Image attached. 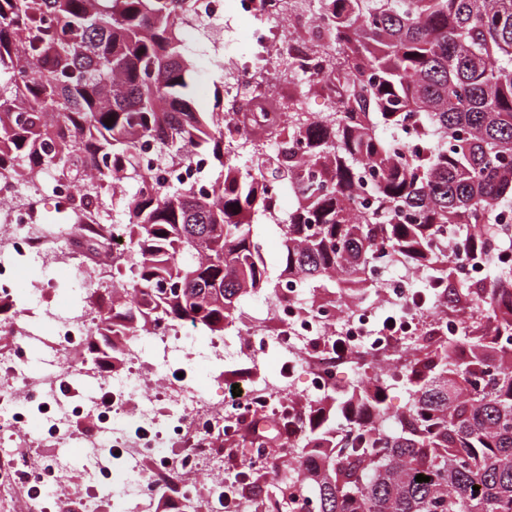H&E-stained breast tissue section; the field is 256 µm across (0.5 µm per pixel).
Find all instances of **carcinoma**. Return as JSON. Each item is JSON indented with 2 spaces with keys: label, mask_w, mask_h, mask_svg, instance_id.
I'll use <instances>...</instances> for the list:
<instances>
[{
  "label": "carcinoma",
  "mask_w": 512,
  "mask_h": 512,
  "mask_svg": "<svg viewBox=\"0 0 512 512\" xmlns=\"http://www.w3.org/2000/svg\"><path fill=\"white\" fill-rule=\"evenodd\" d=\"M195 6L0 0V182L27 185L30 207L43 190L33 178L72 184V212L91 222L137 184L127 247L100 268L106 295L88 296L113 349L160 325L222 336L243 298L285 283L308 291L310 312L347 307L378 294L365 268L380 259L427 270L446 303L456 268L483 260L478 290L459 280L483 311L460 323L466 358L419 342L395 357V382L363 365L367 381L298 402L297 452L268 454L286 468L276 480L253 469L229 480L249 512L272 498L278 512H512V314L496 307L512 297L499 261L512 234L498 224L512 208V0H318L334 107L244 124L243 168L225 112L187 99L182 19ZM147 142L173 164L203 154L219 174L200 188L153 184ZM285 189L294 206L275 215ZM259 219L282 239L275 272ZM392 389L406 394L394 412Z\"/></svg>",
  "instance_id": "cac0c4a2"
}]
</instances>
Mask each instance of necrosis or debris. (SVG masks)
<instances>
[{
	"label": "necrosis or debris",
	"mask_w": 512,
	"mask_h": 512,
	"mask_svg": "<svg viewBox=\"0 0 512 512\" xmlns=\"http://www.w3.org/2000/svg\"><path fill=\"white\" fill-rule=\"evenodd\" d=\"M282 0H197L187 26L222 21L227 9L252 21L251 55L233 59L224 78V110L235 121L242 106L269 104V81L277 48L289 49L297 74L315 80L319 93L324 62L295 27L308 15L286 13ZM15 186H0V293L8 294L26 265L82 267L77 236L119 240L114 224H58L43 236L30 208L17 205ZM378 302L403 307L404 331L386 336L369 331L371 308L333 307L317 316L302 314L300 288L283 289L248 313L243 328L203 342L177 330L132 336L121 347L123 371L108 373L86 352L97 312L87 305L44 304L31 291L16 315L0 318V502L10 512H50L56 501L80 497L82 512H100V493L112 496L113 512H155L165 480L178 481L179 512H216L224 493V440L235 434L237 415L211 398L201 381L178 377L176 363L197 369L227 362L259 363L276 351L283 375L254 374L245 381L249 413L289 408L287 375L309 378L307 398L336 384L337 371L359 372L363 363L389 367L427 325L455 336L466 309L433 308L421 301L413 275L371 269ZM93 431H85L83 421ZM120 451L108 468L103 451ZM81 467H74V459Z\"/></svg>",
	"instance_id": "4bbe7bcc"
}]
</instances>
